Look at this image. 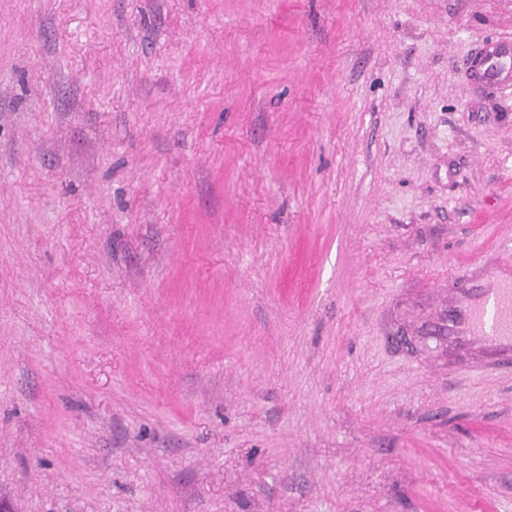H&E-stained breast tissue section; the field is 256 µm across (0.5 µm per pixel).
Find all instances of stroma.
Here are the masks:
<instances>
[{"label":"stroma","instance_id":"stroma-1","mask_svg":"<svg viewBox=\"0 0 512 512\" xmlns=\"http://www.w3.org/2000/svg\"><path fill=\"white\" fill-rule=\"evenodd\" d=\"M512 0H0L17 512H512ZM478 60L486 82L507 84L512 81V40L501 39L485 42ZM471 298L448 320V342L467 348L485 344L502 355L512 354V278L502 288L477 285Z\"/></svg>","mask_w":512,"mask_h":512}]
</instances>
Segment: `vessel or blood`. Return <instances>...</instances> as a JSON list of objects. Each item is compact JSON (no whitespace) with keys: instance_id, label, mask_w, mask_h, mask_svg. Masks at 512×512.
Listing matches in <instances>:
<instances>
[{"instance_id":"obj_1","label":"vessel or blood","mask_w":512,"mask_h":512,"mask_svg":"<svg viewBox=\"0 0 512 512\" xmlns=\"http://www.w3.org/2000/svg\"><path fill=\"white\" fill-rule=\"evenodd\" d=\"M478 60L486 82H512L511 39L485 42ZM471 298L449 320V342L468 348L485 344L500 354H512V281L502 288H473Z\"/></svg>"}]
</instances>
